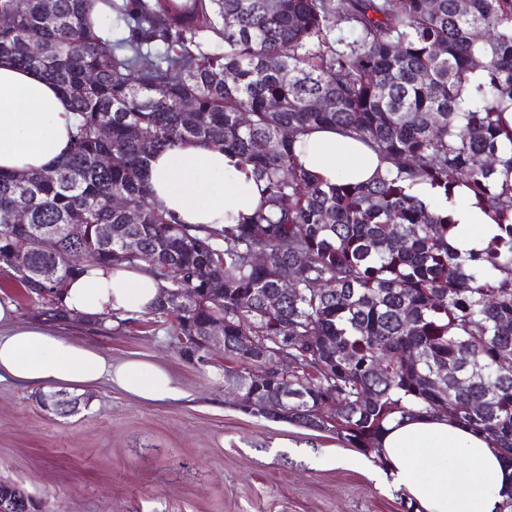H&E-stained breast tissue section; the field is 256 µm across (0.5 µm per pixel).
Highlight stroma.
Instances as JSON below:
<instances>
[{
    "mask_svg": "<svg viewBox=\"0 0 512 512\" xmlns=\"http://www.w3.org/2000/svg\"><path fill=\"white\" fill-rule=\"evenodd\" d=\"M48 327L113 363L160 365L181 391L156 402L104 379L81 391L0 381V479L48 512H403L401 491L359 467L360 451L239 410L223 358L186 360L168 325ZM51 395L75 409L44 406Z\"/></svg>",
    "mask_w": 512,
    "mask_h": 512,
    "instance_id": "1",
    "label": "stroma"
}]
</instances>
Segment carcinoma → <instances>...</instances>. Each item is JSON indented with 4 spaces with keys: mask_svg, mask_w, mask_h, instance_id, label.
<instances>
[{
    "mask_svg": "<svg viewBox=\"0 0 512 512\" xmlns=\"http://www.w3.org/2000/svg\"><path fill=\"white\" fill-rule=\"evenodd\" d=\"M0 59L40 71L79 116L62 161L0 172V274L39 315L74 319L55 280L142 261L159 296L126 322L170 317L176 337L224 325L242 412L271 418L281 398L288 421L378 464L390 419L445 415L512 465V0H0ZM323 128L389 166L318 181L293 145ZM187 143L251 166L263 189L247 220L182 224L156 203L144 171ZM423 185L448 202L465 189L498 233L460 256ZM128 238L144 257L124 253ZM174 289L186 304L165 302ZM256 363L261 385L245 370ZM3 499L40 512L1 479Z\"/></svg>",
    "mask_w": 512,
    "mask_h": 512,
    "instance_id": "1",
    "label": "carcinoma"
}]
</instances>
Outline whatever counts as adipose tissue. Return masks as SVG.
Returning <instances> with one entry per match:
<instances>
[{"label":"adipose tissue","instance_id":"obj_1","mask_svg":"<svg viewBox=\"0 0 512 512\" xmlns=\"http://www.w3.org/2000/svg\"><path fill=\"white\" fill-rule=\"evenodd\" d=\"M76 115L57 87L33 69L0 60V170L38 171L61 160ZM298 163L317 178L371 179L387 163L356 140L317 130L294 144ZM156 201L184 224L223 226L250 216L260 188L250 166L216 147L181 145L156 156L145 172ZM449 236L460 254L482 249L493 221L472 203L449 208ZM159 282L147 264L90 266L71 280L63 301L70 314L91 321L126 318L149 309ZM17 306L0 298V380L84 389L99 380L150 401L175 399L180 391L164 368L127 361L113 365L94 348L38 325H16ZM379 481H391L423 512H498L512 467L482 436L440 416L425 414L387 423L381 439Z\"/></svg>","mask_w":512,"mask_h":512}]
</instances>
